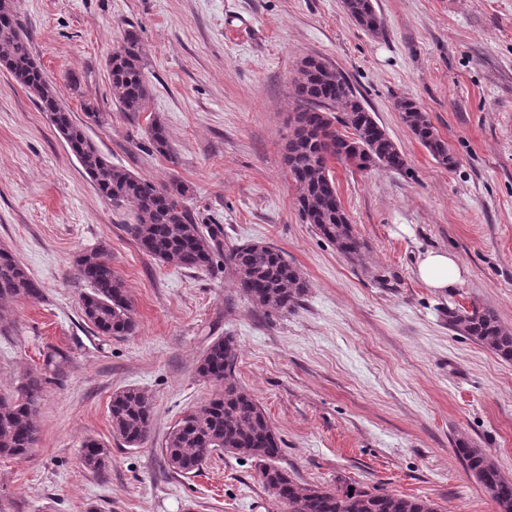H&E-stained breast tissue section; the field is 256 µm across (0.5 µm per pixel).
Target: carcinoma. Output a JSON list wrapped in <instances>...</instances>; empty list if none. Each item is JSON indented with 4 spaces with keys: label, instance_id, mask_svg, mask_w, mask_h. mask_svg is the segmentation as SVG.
I'll return each mask as SVG.
<instances>
[{
    "label": "carcinoma",
    "instance_id": "cac0c4a2",
    "mask_svg": "<svg viewBox=\"0 0 512 512\" xmlns=\"http://www.w3.org/2000/svg\"><path fill=\"white\" fill-rule=\"evenodd\" d=\"M346 13L360 28L377 33L383 21L373 0H345ZM0 65L37 99L58 133L94 183L98 192L119 208H128L132 222L125 231L139 249L177 268L210 270L224 262L243 297L253 307L288 314L295 311L309 288L303 273L284 253L264 241L225 246L219 226L202 229L185 205L189 188L179 180L159 185L112 163L88 137L82 124L47 81L29 50L28 32L17 19L15 0H0ZM112 95L121 112L149 110L152 86L144 67L139 35L124 32L120 45L107 57ZM295 112L284 146V161L295 183L298 210L341 254L359 261L367 245L355 234L342 206L336 204V182L327 160L334 159L362 172L386 168L406 171L404 155L357 97L346 76L321 57L297 64L292 84ZM401 118L435 161L456 164L428 113L413 99L398 102ZM146 150L172 154L165 126L155 120L146 131ZM75 275L89 286L82 296V314L98 333L129 336L137 323L121 278L102 249L80 255ZM40 284L7 249L0 247V302L41 298ZM448 325L512 361V330L502 327L493 309L472 305L448 308ZM237 344L222 336L210 342L197 375L224 390L201 409L186 413L167 435L162 453L173 472L197 474L215 453L253 459L263 485L288 505V512H438L430 501L364 487L331 490L302 485L276 465L279 438L252 394L235 378ZM46 378L30 373L17 395H0V458L27 459L39 439V409ZM110 416L114 435L138 448L149 437L153 403L143 391L127 388L112 394ZM456 453L465 469L489 494L497 512H512V479L504 477L489 455L460 439ZM81 464L91 472L108 465L107 449L96 439L82 443Z\"/></svg>",
    "mask_w": 512,
    "mask_h": 512
}]
</instances>
